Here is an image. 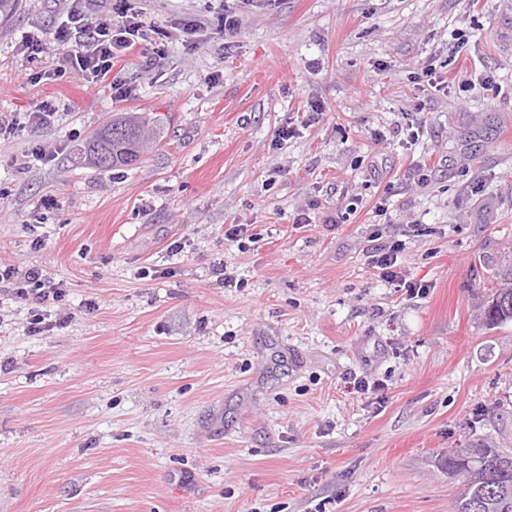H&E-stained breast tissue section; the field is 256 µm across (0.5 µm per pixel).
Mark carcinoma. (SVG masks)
<instances>
[{
	"label": "carcinoma",
	"mask_w": 512,
	"mask_h": 512,
	"mask_svg": "<svg viewBox=\"0 0 512 512\" xmlns=\"http://www.w3.org/2000/svg\"><path fill=\"white\" fill-rule=\"evenodd\" d=\"M160 122L151 113H123L112 118L86 144L88 156L101 155V168H129L159 138ZM441 472L455 470L463 490L452 512H512V453L477 444L450 448L435 457Z\"/></svg>",
	"instance_id": "1"
}]
</instances>
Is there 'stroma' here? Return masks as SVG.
<instances>
[{"label":"stroma","instance_id":"1","mask_svg":"<svg viewBox=\"0 0 512 512\" xmlns=\"http://www.w3.org/2000/svg\"><path fill=\"white\" fill-rule=\"evenodd\" d=\"M130 5L169 40L117 62L124 101L55 75L54 42L51 76L21 78L62 0L0 25V113H60L0 135V263L65 285L0 298V512H450L433 453L512 451V321L482 313L512 281V0ZM124 112L162 141L91 166L81 146ZM39 145L53 160L25 162ZM231 224L260 240L238 249ZM408 224L415 298L366 258ZM38 313L54 327L34 335ZM24 62L21 63V71L22 75H24V79L32 81L35 78H38L39 73L43 72L45 75L47 72L42 69L43 68V59L46 57L43 56L45 53V43L41 36H26L24 40ZM38 70L35 74V70ZM37 75V76H35ZM0 114V134L8 132L15 134L16 132L25 131L26 128L36 129L43 126H48L54 123L57 117L56 107L49 101L43 100L36 102L29 110L24 112L25 122H21L19 118Z\"/></svg>","mask_w":512,"mask_h":512}]
</instances>
